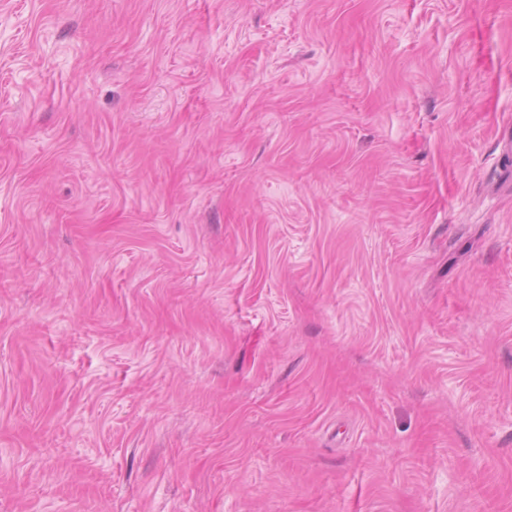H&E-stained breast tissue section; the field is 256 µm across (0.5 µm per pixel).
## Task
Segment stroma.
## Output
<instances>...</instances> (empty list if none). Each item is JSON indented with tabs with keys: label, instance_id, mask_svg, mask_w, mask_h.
<instances>
[{
	"label": "stroma",
	"instance_id": "obj_1",
	"mask_svg": "<svg viewBox=\"0 0 512 512\" xmlns=\"http://www.w3.org/2000/svg\"><path fill=\"white\" fill-rule=\"evenodd\" d=\"M0 512H512V0H0Z\"/></svg>",
	"mask_w": 512,
	"mask_h": 512
}]
</instances>
